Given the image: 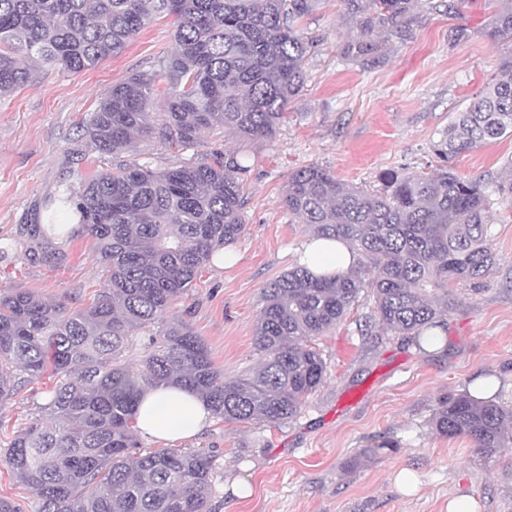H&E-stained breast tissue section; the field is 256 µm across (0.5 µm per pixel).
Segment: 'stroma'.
<instances>
[{
    "instance_id": "1",
    "label": "stroma",
    "mask_w": 512,
    "mask_h": 512,
    "mask_svg": "<svg viewBox=\"0 0 512 512\" xmlns=\"http://www.w3.org/2000/svg\"><path fill=\"white\" fill-rule=\"evenodd\" d=\"M500 0H460L454 14L424 15L384 60L364 67L342 60L352 34L341 0H319L305 20L319 47L302 92L288 106L275 138L242 141L229 132L202 133L193 147L170 148L157 136L131 150L102 155L82 136L98 100L130 75L157 68L172 41L174 20L151 23L120 54L87 71L43 67L35 79L0 98V237H19L63 183L119 166L170 167L216 150L249 157L243 183L244 231L226 259L202 268L176 301L171 318L188 322L225 377L256 368L253 330L266 285L294 267L311 239L306 225L282 206L289 175L314 164L345 183L384 186L386 172L418 173L435 165L432 144L495 76L512 47L484 35ZM465 31L455 40L456 31ZM512 137L463 153L454 171L496 190L512 179ZM490 235L496 263L480 288L459 284L447 314L444 346L428 351L406 337L366 336L369 298L313 344L327 363L326 381L300 414L279 427L210 418L183 451L215 455V512H448L449 499L471 496L478 512H512V446L486 455L466 437H443L431 418L440 402L475 379L512 408V194L495 198ZM59 264L22 256L0 262V293L26 289L48 301H78L102 284L90 239L65 245ZM50 379L0 402V422L20 428L44 403ZM394 447L372 460L360 449L380 439ZM418 480L414 494L395 483L400 470ZM243 484L242 495L232 492Z\"/></svg>"
}]
</instances>
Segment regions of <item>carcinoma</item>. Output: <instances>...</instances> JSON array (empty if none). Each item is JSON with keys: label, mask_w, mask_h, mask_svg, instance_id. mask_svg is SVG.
<instances>
[{"label": "carcinoma", "mask_w": 512, "mask_h": 512, "mask_svg": "<svg viewBox=\"0 0 512 512\" xmlns=\"http://www.w3.org/2000/svg\"><path fill=\"white\" fill-rule=\"evenodd\" d=\"M319 0H0V95L29 83L33 66L80 72L121 53L149 24L174 18L159 69L112 85L83 122L102 154L158 134L187 148L205 130L243 139L275 136L304 87L315 40L302 23ZM357 30L340 55L376 63L406 40L422 13L456 0H341ZM512 46V5L486 31ZM163 97L164 123L153 124ZM512 135V53L480 98L433 144L430 174H386L369 192L309 165L292 172L284 208L317 239L345 241L358 265L317 278L297 265L264 289L254 326L260 366L226 379L183 321L164 322L199 269L240 236L246 157L215 151L178 166L119 167L68 184L48 199L44 223L0 245L56 264V243L88 237L102 275L94 297L75 307L17 289L0 294V400L45 374L53 378L37 418L0 428V460L37 499V512H215L214 455L164 448L141 452L136 407L149 389L198 393L226 422L276 427L300 413L327 366L312 339L338 324L362 291L368 323L415 339L443 327L457 282L479 284L495 264L486 185L454 172V160ZM512 410L457 394L440 403L433 426L491 454L512 443Z\"/></svg>", "instance_id": "obj_1"}]
</instances>
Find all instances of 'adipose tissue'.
<instances>
[{"label": "adipose tissue", "mask_w": 512, "mask_h": 512, "mask_svg": "<svg viewBox=\"0 0 512 512\" xmlns=\"http://www.w3.org/2000/svg\"><path fill=\"white\" fill-rule=\"evenodd\" d=\"M300 262L314 275H333L355 267L358 256L344 241L315 240L304 249ZM209 417L206 403L196 394L161 388L142 394L136 429L142 438L166 443L196 435Z\"/></svg>", "instance_id": "1"}]
</instances>
